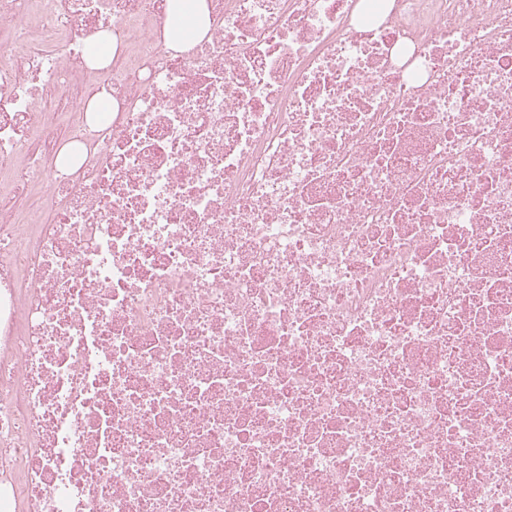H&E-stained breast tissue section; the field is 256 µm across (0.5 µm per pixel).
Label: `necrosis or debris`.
I'll list each match as a JSON object with an SVG mask.
<instances>
[{
  "label": "necrosis or debris",
  "instance_id": "obj_1",
  "mask_svg": "<svg viewBox=\"0 0 512 512\" xmlns=\"http://www.w3.org/2000/svg\"><path fill=\"white\" fill-rule=\"evenodd\" d=\"M207 5L0 0V512H512V0ZM168 8L164 23V29L168 33L172 27L176 28V23H179L184 28L186 25L187 17L190 11L194 10L197 20V34L195 40L202 39L208 31V11L206 7V0H167ZM184 2H188L185 4ZM185 5V9H184ZM184 9V11H183ZM182 15L179 17L181 12Z\"/></svg>",
  "mask_w": 512,
  "mask_h": 512
}]
</instances>
